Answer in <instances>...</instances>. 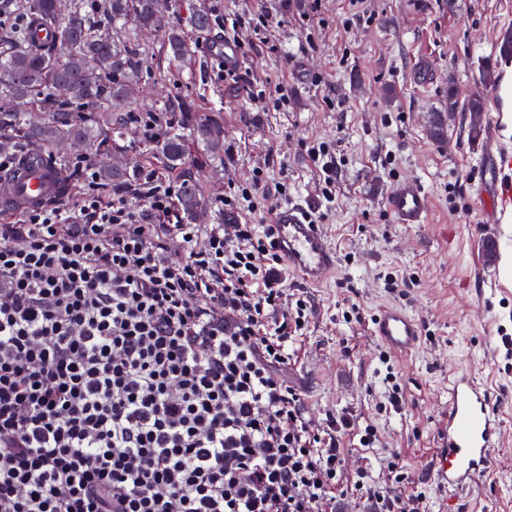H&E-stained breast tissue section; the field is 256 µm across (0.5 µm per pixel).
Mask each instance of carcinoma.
I'll use <instances>...</instances> for the list:
<instances>
[{
    "label": "carcinoma",
    "instance_id": "obj_1",
    "mask_svg": "<svg viewBox=\"0 0 512 512\" xmlns=\"http://www.w3.org/2000/svg\"><path fill=\"white\" fill-rule=\"evenodd\" d=\"M159 0H106L97 14L83 0H29L15 15L0 6V112L9 118L19 136L39 147L63 141L99 148L108 129L119 128L136 99L140 62L146 46L136 38L112 36L128 21L161 34L163 49L175 62L186 59L190 47L178 26L160 20ZM54 31L55 43L39 42L37 28ZM69 85L74 93L48 100V114L37 124L26 123L35 96ZM165 112H180L170 131L153 144V157L171 173L183 172L189 144L202 147L208 157L218 158L224 149V125L217 113H200L186 96L166 100ZM98 177L114 189L127 190L135 174L118 165L99 168ZM179 204L185 218H194L201 206L198 186L192 177L181 181Z\"/></svg>",
    "mask_w": 512,
    "mask_h": 512
}]
</instances>
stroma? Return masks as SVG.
<instances>
[{"label":"stroma","instance_id":"obj_1","mask_svg":"<svg viewBox=\"0 0 512 512\" xmlns=\"http://www.w3.org/2000/svg\"><path fill=\"white\" fill-rule=\"evenodd\" d=\"M197 9L213 21L208 32L191 33L197 49L220 37L224 20L243 21L240 76L225 77L205 60L183 68L142 31L144 90L123 129L121 156L133 169H155L143 119L182 93L224 121L223 160L187 165L202 197L198 223H267L268 215L224 205L258 169L268 174L269 205L313 203L339 265L317 288L285 281L308 306V329L292 344L285 374L313 425L350 421L340 439L346 478L336 512H368L370 486L416 498L419 512H443L448 491L429 465L448 409V374L459 364L488 388L504 430L492 469L463 497L461 512H512V250L491 263L482 257L488 218L474 177L485 137L473 135L466 108L487 93L484 67L502 64L497 41L512 31V0H322L313 17L307 0H178L169 21L186 26ZM261 13L269 26L257 34ZM422 58L429 68L418 84L412 74ZM279 84L288 90L284 105L273 96ZM313 141L327 142L335 157L328 198L308 152ZM403 177L427 187L428 223L396 224L386 211L385 194ZM389 274L396 288H388ZM387 302L406 307L423 335L412 356L385 365L369 324ZM389 370L401 387L393 408L383 382ZM368 426L377 441L365 448Z\"/></svg>","mask_w":512,"mask_h":512}]
</instances>
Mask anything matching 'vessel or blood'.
<instances>
[{"mask_svg":"<svg viewBox=\"0 0 512 512\" xmlns=\"http://www.w3.org/2000/svg\"><path fill=\"white\" fill-rule=\"evenodd\" d=\"M206 54L218 57L225 72L236 74L242 59L234 39L206 44ZM476 119L487 130L486 162L475 178L480 195L496 216L488 226L482 244L501 251L504 241L498 223L512 219V145L497 133L498 121L489 111ZM66 184L49 162L45 151L33 148L9 170L0 172V209L14 214L41 207L63 197ZM432 197L424 185L403 178L386 193V209L398 224L427 223ZM271 236L282 252L289 272L304 284L323 282L336 268L337 255L310 206L287 203L273 211ZM371 334L389 351L408 355L420 342L418 321L396 306L384 307L371 320ZM502 439L498 413L483 385L468 370L454 371L448 378V411L439 428L433 456L436 480L458 491L473 486L493 460Z\"/></svg>","mask_w":512,"mask_h":512,"instance_id":"obj_1","label":"vessel or blood"}]
</instances>
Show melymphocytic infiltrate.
Masks as SVG:
<instances>
[{
	"label": "lymphocytic infiltrate",
	"instance_id": "f902f5d3",
	"mask_svg": "<svg viewBox=\"0 0 512 512\" xmlns=\"http://www.w3.org/2000/svg\"><path fill=\"white\" fill-rule=\"evenodd\" d=\"M83 186L0 224V512H331L344 418L281 371L307 326L254 224H180Z\"/></svg>",
	"mask_w": 512,
	"mask_h": 512
}]
</instances>
